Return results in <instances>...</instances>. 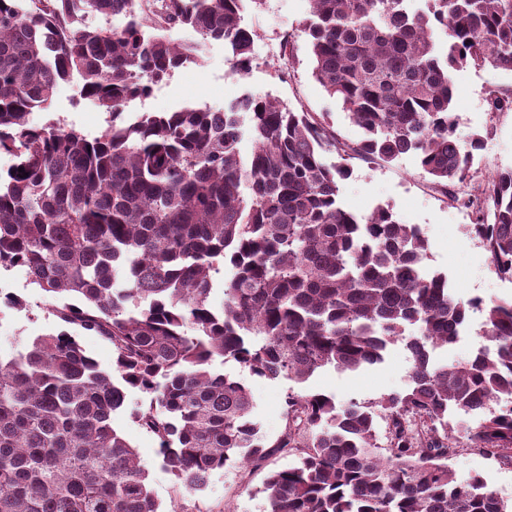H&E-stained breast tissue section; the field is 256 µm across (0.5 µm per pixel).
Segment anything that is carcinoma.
Returning a JSON list of instances; mask_svg holds the SVG:
<instances>
[{"mask_svg": "<svg viewBox=\"0 0 512 512\" xmlns=\"http://www.w3.org/2000/svg\"><path fill=\"white\" fill-rule=\"evenodd\" d=\"M244 2L0 0V153L13 157L0 173V268L26 267L62 325L0 355V512H159L114 426L132 390L149 398L134 419L189 492L230 461L287 449L298 461L267 476L266 512H512L485 477L448 465L455 430L512 464V300L458 299L448 274L426 267L419 225L382 206L346 210L349 169L324 158L415 154L445 196H467L496 274L512 279V170L468 187L482 136L461 146L453 109L455 73L512 72V0H308L312 74L362 130L352 145L251 94L222 112L124 119L128 99L193 57L175 30L224 41L245 74ZM75 73L111 117L92 140L29 123ZM220 260L231 277L216 309ZM474 309L494 347L434 362ZM71 327L112 346V371ZM399 341L411 355L404 391L342 404L292 390L273 442L243 381L212 367L219 357L304 384L378 365Z\"/></svg>", "mask_w": 512, "mask_h": 512, "instance_id": "1", "label": "carcinoma"}]
</instances>
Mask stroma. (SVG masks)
<instances>
[{"label":"stroma","instance_id":"35a3bbf8","mask_svg":"<svg viewBox=\"0 0 512 512\" xmlns=\"http://www.w3.org/2000/svg\"><path fill=\"white\" fill-rule=\"evenodd\" d=\"M308 10L307 0H247L241 24L251 31L254 42L246 74L232 73L230 52L223 42L197 43L193 61L155 83L151 96L132 101L125 110V119H135L145 112H171L185 105L221 110L243 95L253 94L325 116L340 139L358 141L359 129L312 75L310 47L302 32ZM80 89L74 80L60 83L50 108L30 113L31 125L54 120L87 138L99 136L108 126L109 115L82 98ZM494 92L512 93L511 72L489 65L471 66L454 77L456 140L465 144L475 134L484 136L475 157L478 170L474 180L478 183L512 169V112L491 111L489 98ZM349 167L350 175L341 183L343 206L359 215L384 206L392 209L401 222L419 225L428 243V266L447 273L458 299L479 297L491 302L512 298V280L495 273L487 251L471 232L470 209L442 195L414 156L405 155L390 163L354 158ZM0 287L22 300L15 307L0 303V352L9 353L17 345L59 329L45 292L31 283L25 268L1 270ZM484 318L482 311H470L466 329L456 343L438 350V360L462 362L486 346ZM410 365L407 350L398 343L382 364L357 373L327 370L312 377L307 387L334 395L341 402H374L406 388ZM223 370L248 387L261 435L276 440L285 426L284 399L293 387L292 381L260 378L233 362L224 364ZM145 402L142 394L131 393L126 411L115 416L114 424L145 462L150 487L163 512H171L175 506L183 512H264L265 501L259 489L268 473L296 461L295 455L283 452L258 468L241 469L231 463L214 472L204 490L188 492L162 466L155 436L131 416L132 410ZM457 445V454L448 461L456 475L462 479L475 474L486 476L490 488L511 503L512 466L467 447L465 439H458Z\"/></svg>","mask_w":512,"mask_h":512}]
</instances>
